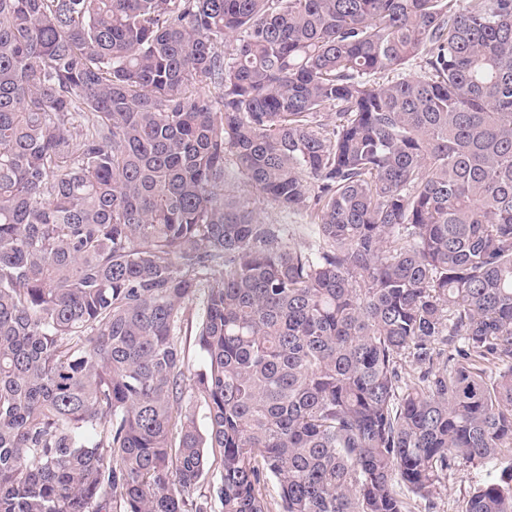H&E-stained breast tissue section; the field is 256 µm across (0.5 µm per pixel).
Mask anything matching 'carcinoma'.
<instances>
[{
    "mask_svg": "<svg viewBox=\"0 0 512 512\" xmlns=\"http://www.w3.org/2000/svg\"><path fill=\"white\" fill-rule=\"evenodd\" d=\"M506 450L512 0H0V512H414ZM257 214L259 220L262 222L270 224H284L287 236L288 232L290 235L296 236L297 238H306L309 234V217H307L305 214L304 216L299 217H288V215L280 213L278 210L263 204H258ZM200 301H197L196 303H193V305H190V311H189V330L187 333V336H183V341L185 342L186 339V349L188 352L189 360H190V368L192 372L194 370L199 369L204 364L203 356L199 353L198 349L194 345V334H195V326L196 323L199 321V313L201 306L199 305ZM191 327V332H190ZM191 335V336H190Z\"/></svg>",
    "mask_w": 512,
    "mask_h": 512,
    "instance_id": "cac0c4a2",
    "label": "carcinoma"
}]
</instances>
